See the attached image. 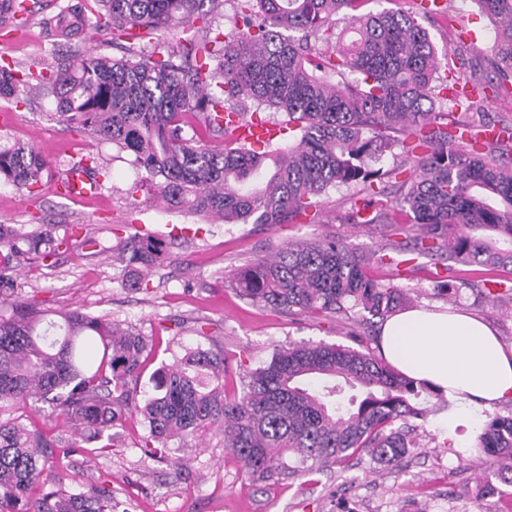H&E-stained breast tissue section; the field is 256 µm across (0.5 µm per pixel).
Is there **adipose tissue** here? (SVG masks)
Here are the masks:
<instances>
[{"label": "adipose tissue", "instance_id": "ef3b65f1", "mask_svg": "<svg viewBox=\"0 0 512 512\" xmlns=\"http://www.w3.org/2000/svg\"><path fill=\"white\" fill-rule=\"evenodd\" d=\"M378 341L392 367L439 387L468 415L512 399V349L481 319L412 308L387 319Z\"/></svg>", "mask_w": 512, "mask_h": 512}]
</instances>
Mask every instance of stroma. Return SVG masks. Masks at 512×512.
Instances as JSON below:
<instances>
[{"instance_id": "35a3bbf8", "label": "stroma", "mask_w": 512, "mask_h": 512, "mask_svg": "<svg viewBox=\"0 0 512 512\" xmlns=\"http://www.w3.org/2000/svg\"><path fill=\"white\" fill-rule=\"evenodd\" d=\"M61 2L38 0L24 26L0 27V62L22 72H37L52 68L62 50L118 56L108 35L90 44L77 38L64 48L53 46L43 19ZM448 7L460 26L476 30L481 41L462 42L447 17L438 16L427 25L437 49L461 50L487 62L494 45L492 22L478 15L471 0H448ZM21 98L18 105L0 99V134L34 146L50 163L51 177L34 193L0 182V224H32L39 218L48 224H80L104 247L114 244L112 230L121 224H147L164 235L173 226L183 230L164 263L150 270L148 292L122 287L121 270L107 255L90 257L75 246L57 256L53 267L23 272L17 279L21 296L35 299L49 311L79 307L111 315L143 334H160L162 344L143 373L146 384L161 364L196 346L195 330L202 322L232 363L253 369L269 361L278 345L349 344L350 320L288 317L244 299L224 275L295 240L336 235L363 252L390 246V237L380 228L346 224L344 214L357 187L330 189L322 198L317 221L307 224H216L196 215L182 216L135 190L140 173L129 155L63 123L49 85L30 80ZM90 154L99 156L106 167L102 188L80 202L62 197L63 174ZM398 282L411 289L414 306L474 315L489 323L506 348H512V301L487 299L467 276L456 281L450 298L438 294L435 277L424 270L403 273ZM511 413L512 401L502 402L466 421L464 432L450 434L440 418H428L418 431L417 450L397 466L365 455L348 469L298 471L263 482L241 469L225 449L223 435L215 432L189 449L182 440L171 441V448L181 452L182 465L145 458L137 446L145 425L135 417L125 423L122 440L112 451L74 456L63 475L75 488L111 484L122 512H480L484 507L512 512V494L497 492L481 502L475 496L486 461L475 446L477 430L488 419Z\"/></svg>"}]
</instances>
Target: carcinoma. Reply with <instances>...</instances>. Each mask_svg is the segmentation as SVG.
<instances>
[{
  "mask_svg": "<svg viewBox=\"0 0 512 512\" xmlns=\"http://www.w3.org/2000/svg\"><path fill=\"white\" fill-rule=\"evenodd\" d=\"M216 0H95L87 15L62 6L43 20L56 39L105 33L124 49L119 58L61 55L38 75L0 65V99L19 101L35 78L50 85L56 111L81 133L133 157L146 189L170 211L226 224L315 222L321 197L340 185L363 184L366 195L345 214L355 227L395 224L417 235L396 248L358 253L345 239L290 242L259 256L230 279L242 297L280 314L384 322L411 303L409 289L371 273L368 263L405 265L415 257L445 272L439 290L452 294L460 273L479 280L485 295L512 299L503 287L512 272V129L507 141L483 148L469 121L454 126L436 111L440 59L423 21L444 13L433 0L362 12L368 0H236L224 36L190 40L167 55L135 45L158 31L207 24ZM28 0H0V27L29 15ZM495 25L492 75L486 82L512 91V0H474ZM346 21L343 28L337 22ZM325 49L319 51L315 44ZM248 100L287 117L285 148L238 139L230 115ZM219 139L209 147L200 136ZM404 161L373 169L394 147ZM49 169L33 147L0 140V181L32 193ZM56 224H0V512H116L112 492L65 485L60 462L114 446L117 429L143 418L144 456L173 461L168 442L224 432V447L259 480L282 472L348 467L367 454L392 464L416 447L413 419L460 420L443 394L402 376L374 354L355 330V346L290 343L255 369L243 370L241 390L224 391L228 358L197 347L162 365L153 393L141 378L160 338L79 308L54 312L19 296L16 278L71 247L77 231ZM123 284L149 291L148 271L167 259V244L146 233L116 236ZM360 390L349 406L336 402L342 385ZM78 437L63 439L26 415L29 402ZM476 447L497 467L487 486L512 487V414L486 421Z\"/></svg>",
  "mask_w": 512,
  "mask_h": 512,
  "instance_id": "cac0c4a2",
  "label": "carcinoma"
}]
</instances>
